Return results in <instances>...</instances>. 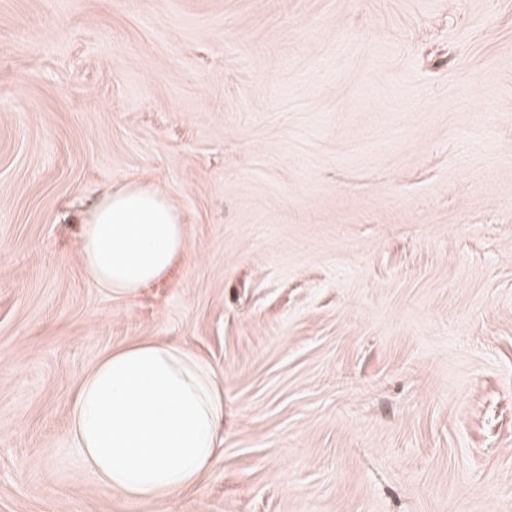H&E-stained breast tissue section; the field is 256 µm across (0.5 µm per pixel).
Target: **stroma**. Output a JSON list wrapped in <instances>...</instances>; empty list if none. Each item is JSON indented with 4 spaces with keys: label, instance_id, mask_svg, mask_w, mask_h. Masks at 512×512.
<instances>
[{
    "label": "stroma",
    "instance_id": "obj_1",
    "mask_svg": "<svg viewBox=\"0 0 512 512\" xmlns=\"http://www.w3.org/2000/svg\"><path fill=\"white\" fill-rule=\"evenodd\" d=\"M132 179L191 251L124 297L79 227ZM145 340L224 392L150 502L68 441ZM0 512H512V0H0Z\"/></svg>",
    "mask_w": 512,
    "mask_h": 512
}]
</instances>
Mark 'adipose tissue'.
Instances as JSON below:
<instances>
[{"label": "adipose tissue", "mask_w": 512, "mask_h": 512, "mask_svg": "<svg viewBox=\"0 0 512 512\" xmlns=\"http://www.w3.org/2000/svg\"><path fill=\"white\" fill-rule=\"evenodd\" d=\"M189 251L179 208L141 181L103 192L81 226L86 275L121 296L164 278ZM71 416L68 439L101 486L151 501L181 493L211 465L224 396L193 351L151 340L104 353L81 378Z\"/></svg>", "instance_id": "ef3b65f1"}]
</instances>
